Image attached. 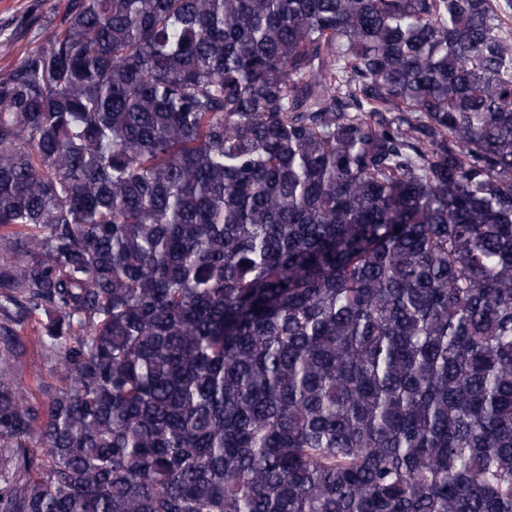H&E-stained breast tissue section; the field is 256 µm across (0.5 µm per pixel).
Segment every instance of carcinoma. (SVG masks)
Returning a JSON list of instances; mask_svg holds the SVG:
<instances>
[{
    "mask_svg": "<svg viewBox=\"0 0 512 512\" xmlns=\"http://www.w3.org/2000/svg\"><path fill=\"white\" fill-rule=\"evenodd\" d=\"M511 19L69 0L0 72V512H512ZM33 324L29 323L21 330L22 334L28 336L29 344L28 356L23 361L19 371L20 376L26 381L31 379L40 368V346Z\"/></svg>",
    "mask_w": 512,
    "mask_h": 512,
    "instance_id": "1",
    "label": "carcinoma"
}]
</instances>
